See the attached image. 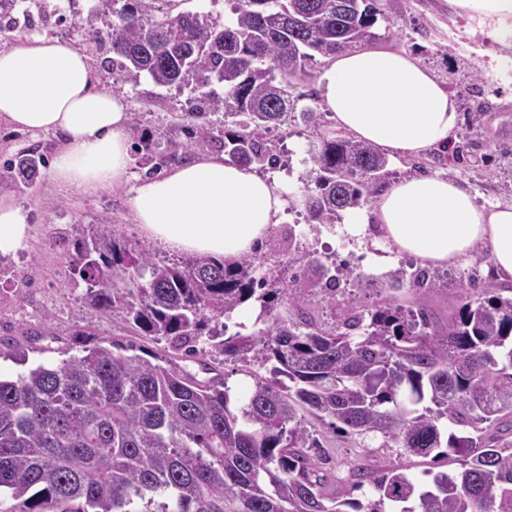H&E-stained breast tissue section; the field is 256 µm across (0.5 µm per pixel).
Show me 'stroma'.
<instances>
[{"label": "stroma", "instance_id": "1", "mask_svg": "<svg viewBox=\"0 0 512 512\" xmlns=\"http://www.w3.org/2000/svg\"><path fill=\"white\" fill-rule=\"evenodd\" d=\"M100 6V0H43L41 13L34 18L33 33L57 39L73 35L75 22ZM382 10V17L373 27L374 46L417 56L456 100L459 121L454 139L467 138L475 143L464 164H450L436 150L389 158L387 183L438 173L467 187L477 204L512 206V193L507 190L512 184V66L502 61L505 49L482 34L476 22L457 15L448 0H382ZM409 17L418 19V26L406 25ZM111 54L105 45L92 47L89 52L102 86L133 104L132 142L148 137L157 143L159 151L176 153L183 162L191 159L195 149L183 132L184 95L157 86L146 76L135 81H114L102 65ZM327 64V58L318 57L310 68V77L294 80L291 89L298 107L317 112L318 125L292 120L268 133L281 155L288 188L294 193L306 191L312 166L310 150L320 135L341 131L321 101L319 80ZM475 85L482 91L479 98L489 104L487 112L478 118L472 113L476 97L471 88ZM57 144L54 136L34 138L0 123V170L21 151L34 150L51 157ZM0 194L13 196L31 210V230L24 248L14 260L0 264V338L21 339L33 364L59 361L70 333L80 329L140 345L143 357L149 360L168 356L166 343L136 336L120 316L105 317L91 308L84 299L83 283L73 277L70 269L74 240L91 235L101 218H111L114 236L126 245L144 244L145 238L130 209L129 187L86 194L56 184L48 166L43 165L25 192L16 191L5 178L0 180ZM292 226L304 231V241L315 257L344 261L363 273L362 281L349 283L336 295L337 301L350 299L360 308H371L392 296L403 306L425 307L444 320L456 310L462 285L472 279L480 284L497 280L490 258L474 257L466 264L441 270L440 288L395 289L388 274L399 265L410 264V257L400 256L382 266L365 263L361 250L376 252L378 244L352 235L344 237L325 227L316 234L308 232L305 213L297 208L287 210L284 222L273 233L283 237ZM47 318L52 321L53 333L44 336L40 329ZM301 418L322 444L323 473L336 482H343L354 466L380 470L399 464L416 477L426 470L454 469L442 457L402 458L381 442L345 436L311 413H302Z\"/></svg>", "mask_w": 512, "mask_h": 512}]
</instances>
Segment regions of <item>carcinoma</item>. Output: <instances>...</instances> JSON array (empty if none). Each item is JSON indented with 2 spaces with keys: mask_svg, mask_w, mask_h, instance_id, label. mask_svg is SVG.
<instances>
[{
  "mask_svg": "<svg viewBox=\"0 0 512 512\" xmlns=\"http://www.w3.org/2000/svg\"><path fill=\"white\" fill-rule=\"evenodd\" d=\"M157 0H102L105 27L88 35L109 43L114 80L146 75L189 90L186 116L224 112L210 146L265 172L280 165L266 137L297 110L291 78L308 75L320 55L370 42L381 0H234L235 19L219 26L198 12ZM304 198L309 229L333 230L345 212L381 185L387 159L354 138L322 135ZM40 158L23 151L8 172L15 187L33 183ZM72 274L86 302L118 314L137 335L163 340L181 360L210 348L243 367L273 363L231 405L221 373L207 380L173 360L153 363L136 347L77 331L56 364L0 379V488L9 512H512V296L489 285L462 289L443 324L426 309L388 299L370 309L336 302L342 282L361 274L304 251L294 230L232 266L204 258L153 261L100 220L73 244ZM290 255L298 265L287 293L269 287L263 261ZM392 287H440L418 267L390 273ZM319 293L338 310L325 327L307 311ZM259 304L251 331L231 314ZM305 409L350 437L380 438L399 456H455L459 469L421 485L405 468L352 469L350 489L367 484V504L336 492L315 468L319 442L299 417ZM476 432L459 436L445 428Z\"/></svg>",
  "mask_w": 512,
  "mask_h": 512,
  "instance_id": "obj_1",
  "label": "carcinoma"
}]
</instances>
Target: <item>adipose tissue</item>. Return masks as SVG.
Masks as SVG:
<instances>
[{
  "instance_id": "ef3b65f1",
  "label": "adipose tissue",
  "mask_w": 512,
  "mask_h": 512,
  "mask_svg": "<svg viewBox=\"0 0 512 512\" xmlns=\"http://www.w3.org/2000/svg\"><path fill=\"white\" fill-rule=\"evenodd\" d=\"M481 31L512 49V0H450ZM324 108L358 139L393 155L446 145L459 114L453 97L410 53L361 47L334 56L321 77ZM129 101L102 90L89 57L68 41L28 37L0 47V122L34 135H60L55 182L93 194L130 186L144 236L191 257L230 265L269 238L288 204L286 180L200 154L156 177L132 179ZM372 223L354 216L350 233L429 267L466 263L485 248L496 273L512 280V206H478L461 183L434 174L402 179L377 198ZM30 232L29 213L0 194V261Z\"/></svg>"
}]
</instances>
